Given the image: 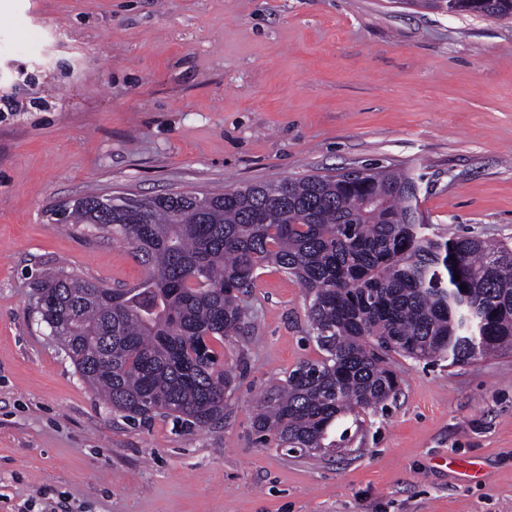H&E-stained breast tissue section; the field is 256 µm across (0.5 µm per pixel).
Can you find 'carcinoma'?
Here are the masks:
<instances>
[{
	"mask_svg": "<svg viewBox=\"0 0 512 512\" xmlns=\"http://www.w3.org/2000/svg\"><path fill=\"white\" fill-rule=\"evenodd\" d=\"M428 8L512 17V0ZM418 194L412 174L373 166L132 207L88 193L59 222L121 237L147 275L113 290L54 270L36 282L33 314L112 410L206 427L231 415L235 381L210 341L245 328L243 295L273 266L303 288L322 356L260 400L253 427L320 451L338 419L396 397L384 353L458 365L512 352V246L429 233Z\"/></svg>",
	"mask_w": 512,
	"mask_h": 512,
	"instance_id": "obj_1",
	"label": "carcinoma"
}]
</instances>
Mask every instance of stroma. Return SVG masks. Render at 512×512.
Wrapping results in <instances>:
<instances>
[{
  "label": "stroma",
  "mask_w": 512,
  "mask_h": 512,
  "mask_svg": "<svg viewBox=\"0 0 512 512\" xmlns=\"http://www.w3.org/2000/svg\"><path fill=\"white\" fill-rule=\"evenodd\" d=\"M372 165L423 174L431 233L512 244V19L401 0H0V512H512V353L391 354L401 390L287 455L259 399L319 349L296 280L261 269L217 344L224 423L112 411L32 314L56 267L146 274L54 223L94 190L220 191ZM480 463L483 480L458 466Z\"/></svg>",
  "instance_id": "stroma-1"
}]
</instances>
